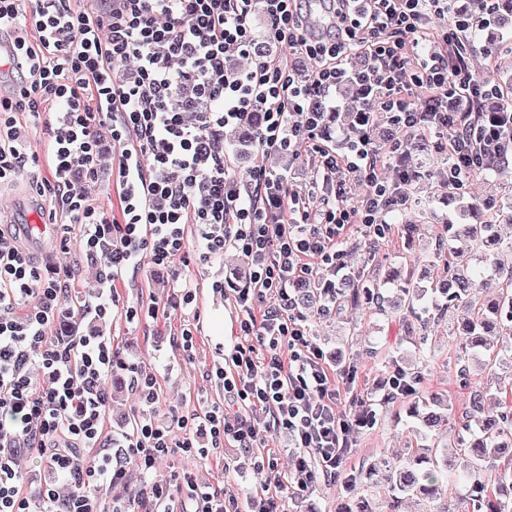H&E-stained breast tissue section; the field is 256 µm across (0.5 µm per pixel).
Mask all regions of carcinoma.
<instances>
[{"label": "carcinoma", "instance_id": "carcinoma-1", "mask_svg": "<svg viewBox=\"0 0 512 512\" xmlns=\"http://www.w3.org/2000/svg\"><path fill=\"white\" fill-rule=\"evenodd\" d=\"M259 124L250 115L243 124L241 144L251 145L257 138ZM388 138L398 139L410 158L425 168L437 163L429 153L425 133L407 134L396 126L389 127ZM487 177L497 189L512 187V165H503ZM447 203L454 221L445 225L448 238L463 242L477 257L469 269L453 262L450 249L438 236L419 264L440 262L445 265L448 280L441 286H424L407 276L396 283V296L386 282L388 276L371 280L369 276L349 275L336 283L320 277L304 283L295 293L299 309L307 314L334 316L362 304L373 306V312L398 324L404 335L414 337L415 351L408 357H388V364L399 370L405 380L416 384L420 365L427 362L431 348L428 333L448 338V348L455 351V366L464 374L476 373L490 383L505 370L512 372V240L502 237L499 228L512 226V194H495L486 198H467L456 185L448 184ZM490 263L500 280L491 297H482L477 288L483 266ZM463 309L467 317L456 319ZM489 389L479 387L471 392L469 404L458 410L439 394H431L413 403L409 418L416 445L407 456L381 467L365 466V471L351 470L340 476L339 512H376L373 493L362 480L374 483L380 475L387 499V512H398L402 499H416L431 504L426 512H512V501L502 499L507 485L512 484V456L501 450L512 447V383L496 389L500 394L498 410L486 408ZM453 421L462 433L455 447L440 443L431 428ZM495 473L496 482L489 480ZM455 482L468 488L465 495L448 498V484Z\"/></svg>", "mask_w": 512, "mask_h": 512}]
</instances>
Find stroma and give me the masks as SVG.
I'll list each match as a JSON object with an SVG mask.
<instances>
[{"label": "stroma", "mask_w": 512, "mask_h": 512, "mask_svg": "<svg viewBox=\"0 0 512 512\" xmlns=\"http://www.w3.org/2000/svg\"><path fill=\"white\" fill-rule=\"evenodd\" d=\"M428 144L441 164L432 175L420 176L416 185L422 197L431 199L432 205L424 216L425 231L407 236L402 224H393L386 237L375 240L361 233L350 232L342 248V262L346 269L367 267L368 271L384 273L387 267L397 265L431 249V234L440 230L448 217V209L439 203L442 193L439 185L448 166L446 137L429 134ZM79 231H72L67 250H60L57 241H49L45 248L53 261L72 274L71 283L76 292L86 293L96 287L99 276L107 274L103 259L88 258L80 247ZM199 246L196 226L187 229V259L175 261L169 267L144 265L138 274H124L115 282V294L122 307H148L157 305V317H144L135 325L113 322L107 325L93 315L77 313L64 319L61 326L52 327V337L61 334L72 338L91 336L98 332L111 333L122 358L127 363L155 372L162 384L166 407L181 405L207 406L223 401L224 390L206 377L214 364L220 363L226 346L236 343L237 313L231 301L212 290L213 281L238 282L244 274L242 257L229 252L207 264L195 260ZM197 289V309L188 311L177 306L176 292L181 284ZM357 323L356 336L350 349L344 350L339 342L338 323L310 319L315 341L321 347L328 363H340L346 372L355 376L354 392L375 401L381 398L388 382L389 372L382 362L381 351L391 355L410 353L408 338L396 334L383 317L368 309L350 311ZM195 320L197 331L192 352L180 347L178 337L188 320ZM483 377L475 375L470 381L457 376L454 364L448 359L447 342L436 345V358L422 368V378L416 386L418 394L440 393L454 406L468 401L473 387L482 385ZM111 406L104 422L105 435L120 438L131 431L138 413V404L131 390L127 372L114 373L106 381ZM406 403L391 404L379 409L373 421L360 425L356 450L348 461L349 467L359 468L366 462H380L405 456L414 440ZM191 470L198 481L217 488L224 495L227 512H261L259 493L264 481L249 465L245 453L238 448H223L217 454L195 461L184 459L181 451L172 452L160 461L150 475L154 481H174L183 470ZM339 489L335 482L319 479L307 491L280 493L276 501L277 512H336Z\"/></svg>", "instance_id": "35a3bbf8"}]
</instances>
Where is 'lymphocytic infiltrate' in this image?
I'll return each mask as SVG.
<instances>
[{
  "label": "lymphocytic infiltrate",
  "mask_w": 512,
  "mask_h": 512,
  "mask_svg": "<svg viewBox=\"0 0 512 512\" xmlns=\"http://www.w3.org/2000/svg\"><path fill=\"white\" fill-rule=\"evenodd\" d=\"M96 2L0 0V31L25 63L0 97V184L28 172L36 194L81 226L85 255L104 254L116 277L183 255L190 224L200 229V261L240 252L245 280L212 287L231 298L243 340L210 372L223 403L172 412L166 423L153 416L156 375L130 370L139 416L115 447H102L105 379L127 364L111 337L51 338L53 324L72 314L69 276L0 230V512H129V468L148 475L175 448L196 458L202 424L212 450L242 449L270 474L278 458L265 441L286 434L285 487L336 478L358 422L341 409L293 286L315 265H339L351 228L377 236L408 202L412 165L401 144H375L373 114L406 132L447 137L448 177L458 187L512 163V112L477 113L485 85L459 51L473 29L489 25L492 0H480L471 25L456 18L452 0H322L317 23L312 0ZM261 39L307 57L310 74L297 77L287 56L258 55ZM231 58L245 65L230 75ZM345 85L358 122L336 130L324 117L338 111ZM49 111L46 147L30 150L21 117ZM255 111L263 114L256 164L240 190L227 181L218 133ZM110 141L123 147L112 165L116 216L85 189ZM284 152L313 170L305 188L267 168ZM356 181L364 193L352 205ZM22 448L49 474L31 490L16 468ZM62 480L72 487L65 496ZM141 512H224V496L186 474L173 486L149 484Z\"/></svg>",
  "instance_id": "f902f5d3"
}]
</instances>
